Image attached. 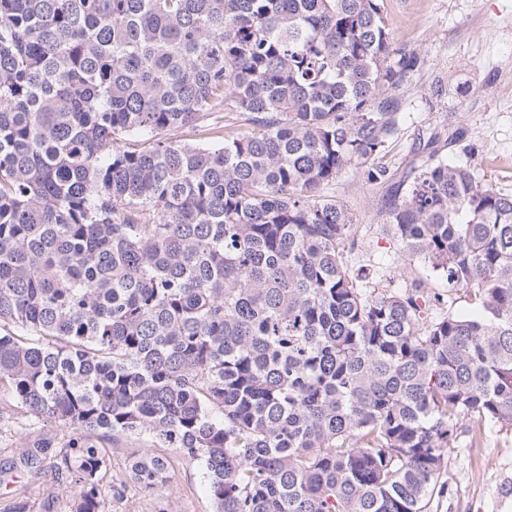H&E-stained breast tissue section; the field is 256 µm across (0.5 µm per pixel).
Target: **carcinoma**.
I'll list each match as a JSON object with an SVG mask.
<instances>
[{"instance_id":"cac0c4a2","label":"carcinoma","mask_w":512,"mask_h":512,"mask_svg":"<svg viewBox=\"0 0 512 512\" xmlns=\"http://www.w3.org/2000/svg\"><path fill=\"white\" fill-rule=\"evenodd\" d=\"M423 64L381 0H0V392L77 433L73 512L144 433L214 512H438L460 423L512 428V195L438 135L383 162ZM350 167L403 288L352 262Z\"/></svg>"}]
</instances>
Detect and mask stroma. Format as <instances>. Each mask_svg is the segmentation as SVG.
<instances>
[{
	"instance_id": "stroma-1",
	"label": "stroma",
	"mask_w": 512,
	"mask_h": 512,
	"mask_svg": "<svg viewBox=\"0 0 512 512\" xmlns=\"http://www.w3.org/2000/svg\"><path fill=\"white\" fill-rule=\"evenodd\" d=\"M399 44L418 52L422 68L404 94L396 141L386 156L403 169L418 136L462 131L474 153L468 161L482 182L512 193V0H384ZM359 224L366 241L357 260L404 273L409 261L380 233L383 189L356 169L330 186ZM61 424L35 421L0 396V512H71L73 491L54 479L50 459L31 465L24 449L60 448L74 439ZM161 495L104 490L108 512H213L201 463L172 456ZM448 496L439 512H512V430L490 428L471 442L460 432L448 452Z\"/></svg>"
}]
</instances>
